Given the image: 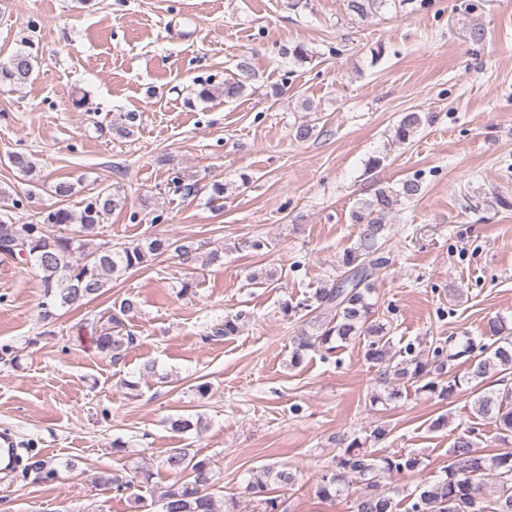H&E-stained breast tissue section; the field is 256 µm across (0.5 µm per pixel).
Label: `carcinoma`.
<instances>
[{
	"mask_svg": "<svg viewBox=\"0 0 512 512\" xmlns=\"http://www.w3.org/2000/svg\"><path fill=\"white\" fill-rule=\"evenodd\" d=\"M386 0H348V8L358 16L378 9ZM37 66V56L28 50L16 52L0 65V82L21 87L27 84ZM424 123L419 112H408L395 125L392 141L405 145L412 141ZM416 178H406L394 186L380 185L352 213L357 224V239L341 258L338 274L302 301L285 300L281 313L294 316L300 312L319 319V313L330 317L318 324V334H301L294 341L290 365L300 366L306 352L323 347L333 353L341 346L364 337L365 360L372 375L373 404L398 398L407 384L417 390L450 400L462 385L481 384L494 373L512 374V336L503 335L497 322L489 324L492 343H476L471 336H452L444 342L418 350L409 343L395 348L390 329L375 317L374 281L378 270L386 264L379 255V242L387 218L403 200L411 201L421 194ZM120 205L116 195L97 194L78 210L57 208L40 216L32 224H7L0 221V252L16 256L25 253L40 274L42 308L78 306L104 293L112 279L138 268L153 256L176 253L187 266L197 262L193 249L170 238L146 237L124 246L107 242L95 243L91 236L104 219ZM131 298L121 300L118 308L108 312L106 321L91 323L97 349L118 360L133 346L137 337L124 331V318L137 312ZM468 357L469 365L461 375L443 379L448 362ZM500 387L481 391L474 400L475 412L490 420L503 435L512 436V380L504 378ZM389 434L382 425L374 427L363 438L343 435L337 438L343 453L336 466L324 471L315 493L331 500L349 490L352 479L364 482L365 491L358 494L354 512H397L395 497L400 489H381L382 480L394 474L417 471L420 459L412 453L377 456L365 450L369 441H380ZM477 431L471 427L455 439L449 449L450 463L444 476L421 481L407 494L405 512H512V448L485 457L476 450ZM161 465L176 475L177 480L158 491L157 502L162 512H233L224 500L209 491L213 471L208 459H200L190 448H168ZM152 473L141 467L123 472H104L97 485L117 492L129 490L137 483H149ZM273 481L290 484L292 473L267 467L246 486L248 494L258 499L261 512H280L281 503L269 496Z\"/></svg>",
	"mask_w": 512,
	"mask_h": 512,
	"instance_id": "obj_1",
	"label": "carcinoma"
}]
</instances>
